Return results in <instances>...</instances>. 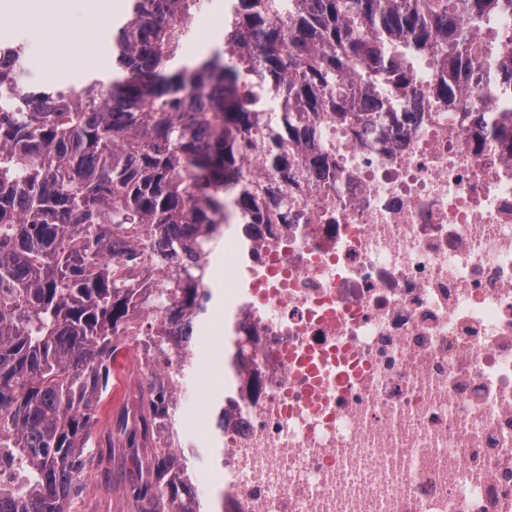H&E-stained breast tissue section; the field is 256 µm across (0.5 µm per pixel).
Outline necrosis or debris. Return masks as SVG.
Returning a JSON list of instances; mask_svg holds the SVG:
<instances>
[{
    "instance_id": "1",
    "label": "necrosis or debris",
    "mask_w": 512,
    "mask_h": 512,
    "mask_svg": "<svg viewBox=\"0 0 512 512\" xmlns=\"http://www.w3.org/2000/svg\"><path fill=\"white\" fill-rule=\"evenodd\" d=\"M384 127H325L329 173L289 178L265 223L217 233L224 512H512V140L497 94L435 93L432 52ZM125 339L172 371L174 340Z\"/></svg>"
}]
</instances>
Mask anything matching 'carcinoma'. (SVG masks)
<instances>
[{"mask_svg": "<svg viewBox=\"0 0 512 512\" xmlns=\"http://www.w3.org/2000/svg\"><path fill=\"white\" fill-rule=\"evenodd\" d=\"M109 28L112 83L39 91L22 85L21 44L0 61V512H72L98 404L112 385L121 335L138 311L157 327L187 319L181 373L193 364L208 288L206 231L223 224L225 197L245 222L263 219V190L244 154L258 151L288 181L293 147L319 126L383 113L378 92L412 89L411 58L440 54L453 95L468 61L489 85L468 32L512 15V0H234L222 44L194 64L181 46L196 36L206 0H130ZM512 33L489 53L512 69ZM328 149L306 155L324 172ZM155 268L144 289L131 278ZM133 427V455L150 426L172 417L155 381ZM147 477L129 496L139 512H205L187 465L152 449Z\"/></svg>", "mask_w": 512, "mask_h": 512, "instance_id": "obj_1", "label": "carcinoma"}]
</instances>
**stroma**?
<instances>
[{
    "label": "stroma",
    "mask_w": 512,
    "mask_h": 512,
    "mask_svg": "<svg viewBox=\"0 0 512 512\" xmlns=\"http://www.w3.org/2000/svg\"><path fill=\"white\" fill-rule=\"evenodd\" d=\"M31 0H13L7 18H0V41L22 42L27 54L56 51L57 63L52 69L25 66L28 87L38 88L47 84L81 90L91 79L108 84L112 81V52L106 28L109 21L122 18L129 9V0H110L109 20H93L83 11L80 0H70L66 18L44 16L30 21ZM97 32L98 50L93 57H85L77 45L78 36L88 28ZM224 356L210 349H203L193 375L178 397L180 404H201L211 407L212 397L218 390L216 381ZM149 382L139 369L129 351H121L115 363L112 387L100 404V421L95 428L91 454L93 466L85 475L86 485L75 503L77 512H135V504L125 491L137 482L140 465L128 448L119 440L110 439L116 430L127 404L136 402L143 395ZM175 426L180 443L177 451L184 455L189 474L197 482L200 498H218L223 486L216 483L220 464L213 454L211 427H199L192 417L176 416Z\"/></svg>",
    "instance_id": "35a3bbf8"
}]
</instances>
